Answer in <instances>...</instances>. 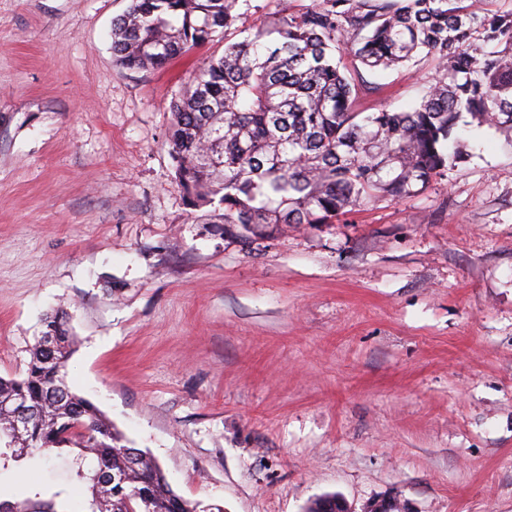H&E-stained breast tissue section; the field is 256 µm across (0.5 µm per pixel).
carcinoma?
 <instances>
[{"mask_svg":"<svg viewBox=\"0 0 512 512\" xmlns=\"http://www.w3.org/2000/svg\"><path fill=\"white\" fill-rule=\"evenodd\" d=\"M238 0H130L112 24L127 69H157L226 34ZM431 58L438 77L408 109H355L377 92L357 68ZM177 185L193 208L218 204L219 223L247 238L290 224H331L369 199L414 196L467 161L461 130L512 142V0H312L228 42L172 104ZM66 314L46 321L22 378L0 377V469L28 454L73 449L88 512H223L177 495L160 464L130 448L63 370L73 339ZM27 411L15 436L16 403ZM48 500L0 499V512H59Z\"/></svg>","mask_w":512,"mask_h":512,"instance_id":"1","label":"carcinoma"}]
</instances>
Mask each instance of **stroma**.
<instances>
[{
    "mask_svg": "<svg viewBox=\"0 0 512 512\" xmlns=\"http://www.w3.org/2000/svg\"><path fill=\"white\" fill-rule=\"evenodd\" d=\"M311 0H239L236 30ZM129 0H0V376L47 317L65 367L185 499L223 512H512V147L419 194L245 243L177 186L171 104L214 41L157 70L112 56ZM433 62L366 73L359 110L418 100ZM85 499L67 456L0 471V498Z\"/></svg>",
    "mask_w": 512,
    "mask_h": 512,
    "instance_id": "1",
    "label": "stroma"
}]
</instances>
